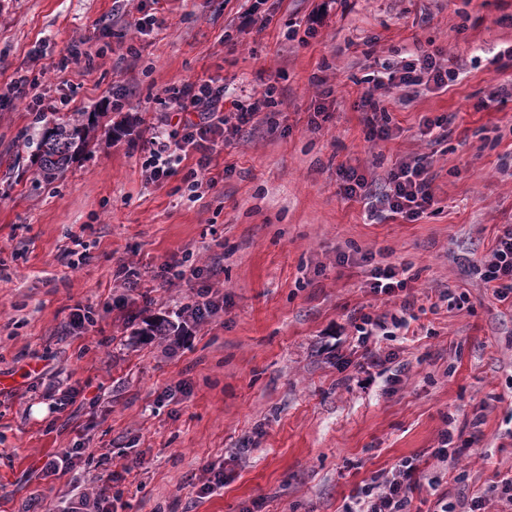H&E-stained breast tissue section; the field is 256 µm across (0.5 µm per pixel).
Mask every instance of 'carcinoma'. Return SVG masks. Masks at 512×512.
<instances>
[{
  "instance_id": "obj_1",
  "label": "carcinoma",
  "mask_w": 512,
  "mask_h": 512,
  "mask_svg": "<svg viewBox=\"0 0 512 512\" xmlns=\"http://www.w3.org/2000/svg\"><path fill=\"white\" fill-rule=\"evenodd\" d=\"M39 128L37 135L27 137V145L38 164L37 178L50 184L94 141L98 125L82 112L76 116L52 112L40 118Z\"/></svg>"
}]
</instances>
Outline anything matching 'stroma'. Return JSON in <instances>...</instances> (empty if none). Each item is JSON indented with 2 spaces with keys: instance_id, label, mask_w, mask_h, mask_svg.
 <instances>
[{
  "instance_id": "obj_1",
  "label": "stroma",
  "mask_w": 512,
  "mask_h": 512,
  "mask_svg": "<svg viewBox=\"0 0 512 512\" xmlns=\"http://www.w3.org/2000/svg\"><path fill=\"white\" fill-rule=\"evenodd\" d=\"M146 13L165 25L136 32ZM78 38L101 53L93 69L53 70ZM510 46L512 0H0V85L33 74L45 100L67 98L66 114L102 115L96 141L48 185L24 143L26 102L0 112V512L34 500L65 512L67 487L38 468L78 440L89 453L72 476L87 491L111 483L116 512H343L399 459L428 468L444 430L464 451L436 495L414 492L413 512L512 476V308L474 272L512 225V102L493 99L512 70L492 63ZM433 50L455 80L407 102L378 89L395 135L368 142L353 105L373 59ZM209 76L228 101L274 84L277 104L225 133L212 161L224 182L193 201L181 176L158 187L142 164L167 88ZM125 113L131 123L110 132ZM425 115L451 117V133L419 138ZM423 153L435 203L417 221L370 222L340 193V167L381 183ZM74 234L89 254L76 269L61 258ZM122 262L211 267L224 309L170 353L171 337L144 329L175 318L192 283L148 278L129 295L112 279ZM374 265L407 268L420 310L412 335L381 337L397 359L363 389L350 319L400 304L371 292ZM448 288L467 303L430 311ZM87 307L95 327L66 334ZM35 361L84 401L50 412L22 376ZM394 373L401 383L386 388ZM137 455L142 467L124 472ZM208 466L224 486L203 496Z\"/></svg>"
}]
</instances>
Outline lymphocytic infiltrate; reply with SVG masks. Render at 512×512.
<instances>
[{"mask_svg":"<svg viewBox=\"0 0 512 512\" xmlns=\"http://www.w3.org/2000/svg\"><path fill=\"white\" fill-rule=\"evenodd\" d=\"M455 77L449 71L441 51L424 52L411 59L390 63H378L373 77L374 86L364 91L354 104L361 112L362 121L372 141H386L394 131L387 117V109L376 99V88L388 85L403 92H410L423 83H433L435 88L447 87ZM274 86H266L259 93L249 95L247 102H235L233 112L224 110V83L216 78H200L181 84L169 94L167 111L178 115L176 128L162 126L151 129L149 156L145 168L149 179L156 185H164L174 176L179 165L189 153H196L195 167L189 168L183 177L190 192L202 187H214L211 174L213 153L225 127L239 132L265 109L272 106ZM427 157L417 156L394 165L383 185H375L366 175L352 167L339 170L342 181L340 190L344 198L363 201L370 221L402 218L413 222L434 203ZM486 288L497 301L512 304V225H504L495 239L492 258L478 270ZM408 279L404 270L394 266L374 267L371 271L370 288L374 294L401 297L397 313H360L351 320L354 342L360 349L364 364L370 367L384 366L392 359V352L379 348L378 339L394 335L399 330H409L415 319L414 302L405 292ZM436 488L438 477L425 476L415 458H404L395 464L390 475L375 476L359 485L352 503L344 512H411L413 493L420 483ZM495 500L496 512H512V478H505L493 485L486 495H461L455 500L441 497L436 501L437 512H487L488 500Z\"/></svg>","mask_w":512,"mask_h":512,"instance_id":"lymphocytic-infiltrate-1","label":"lymphocytic infiltrate"}]
</instances>
